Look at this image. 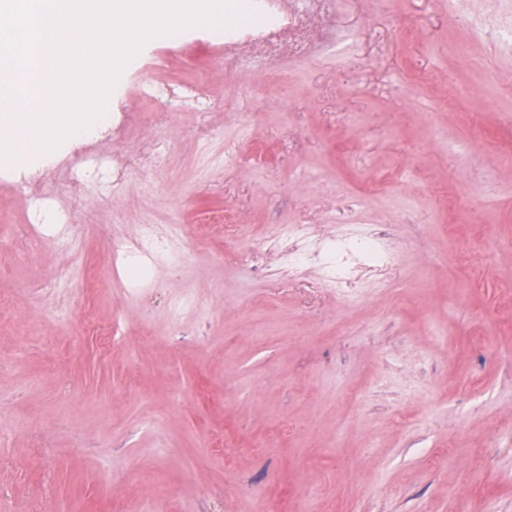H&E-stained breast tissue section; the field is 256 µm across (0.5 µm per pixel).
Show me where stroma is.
<instances>
[{"instance_id":"obj_1","label":"stroma","mask_w":512,"mask_h":512,"mask_svg":"<svg viewBox=\"0 0 512 512\" xmlns=\"http://www.w3.org/2000/svg\"><path fill=\"white\" fill-rule=\"evenodd\" d=\"M280 7L266 40L148 43L107 127L0 166V512H512V0ZM201 69L207 117L150 97ZM175 221L136 285L79 266ZM274 224L384 226L391 287L241 265Z\"/></svg>"}]
</instances>
